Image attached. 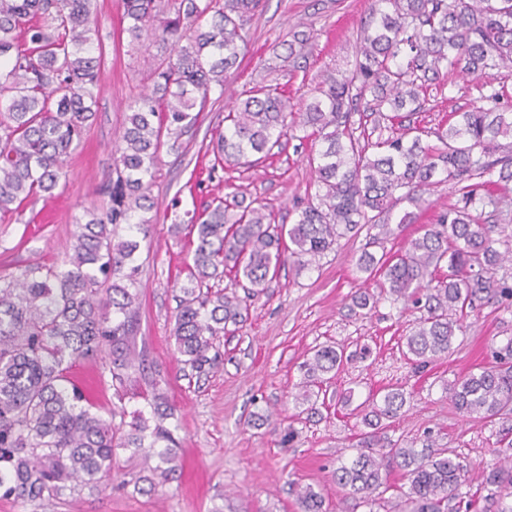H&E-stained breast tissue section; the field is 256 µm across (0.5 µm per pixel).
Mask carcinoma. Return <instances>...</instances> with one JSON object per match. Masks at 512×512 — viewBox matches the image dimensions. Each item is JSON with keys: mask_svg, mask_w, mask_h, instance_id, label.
I'll return each instance as SVG.
<instances>
[{"mask_svg": "<svg viewBox=\"0 0 512 512\" xmlns=\"http://www.w3.org/2000/svg\"><path fill=\"white\" fill-rule=\"evenodd\" d=\"M262 0H121L131 42L151 34L160 54L151 59L153 93L129 106L116 146L113 173L105 186V212L76 219L71 254L63 265L36 264L0 275V498L22 502L53 500L80 488L94 491L112 480L119 448L140 456L149 474L134 489L150 494L170 482L180 464L166 421L174 416L159 380H153L148 410L137 409L129 425H116L91 411L93 403L70 380L77 360L107 355L117 400L135 373L147 372L136 349L138 267L131 265L148 237L150 220L137 216L154 202L149 182L163 142L173 151L197 122L211 93L241 63L249 42V21ZM93 0H0V218L58 186L66 158L78 147L93 116L104 70V52L91 28ZM356 57L346 72L327 73L304 111L294 112L281 87L255 86L224 116V134L212 146L229 168H251L272 155L288 130L312 129L323 148L309 157L314 195L297 209L294 224L275 223L258 200L237 197L189 219L196 235L186 283L179 287L173 338L181 362L207 374L219 365L216 341L228 326L245 320L247 299L213 289L233 276L238 283L265 288L292 258L305 269L337 242L363 228L385 237L416 223L423 194L434 177L452 185L456 204L439 213L421 236L405 241L385 258L363 253L358 268L380 278L378 294L363 292L359 309L381 299L423 307L424 314L404 345L419 364L448 355L459 314L494 292L491 271L512 251L481 224L495 194L512 182V112L499 110L501 94L482 95L485 106L457 112L448 126L423 142L417 127L403 124L418 111L427 89L461 71L476 78L512 70V0H375L357 36ZM373 118L371 132L354 135L350 118ZM390 130L388 136L381 131ZM407 208L399 214L401 204ZM395 224H389L390 219ZM142 234L119 236L117 226ZM447 266L438 279L435 272ZM333 345L314 350L302 363V397L323 384L343 362ZM495 364L449 385L448 394L464 416L512 415V339L495 352ZM401 388L372 403L376 422L396 417L406 405ZM363 450L340 460L332 480L374 512L382 470L397 461L407 484L400 512H448L463 499V466L448 450L402 447L365 435ZM512 439L488 463L485 483L494 487L496 512H512ZM299 512H323L313 487L296 492Z\"/></svg>", "mask_w": 512, "mask_h": 512, "instance_id": "cac0c4a2", "label": "carcinoma"}]
</instances>
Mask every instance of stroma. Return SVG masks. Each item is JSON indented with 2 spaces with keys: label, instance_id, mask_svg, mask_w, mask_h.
<instances>
[{
  "label": "stroma",
  "instance_id": "35a3bbf8",
  "mask_svg": "<svg viewBox=\"0 0 512 512\" xmlns=\"http://www.w3.org/2000/svg\"><path fill=\"white\" fill-rule=\"evenodd\" d=\"M372 4L265 0L263 11L250 22L251 43L223 97L200 113L183 136L181 150L160 149L151 186L156 206L147 214L151 233L135 255L140 288L136 346L160 370L175 410L169 426L178 442V478L152 494L134 492L131 483L141 467L130 451L121 449L115 467L128 488L106 482L91 494L45 502L1 499L0 512H298L299 484L322 493L326 512H368L359 499L336 486L331 472L339 458L355 455L366 431L363 418L369 404L397 387L404 389L407 403L396 419L385 421L384 435L408 447L447 449L467 470L474 512H492L483 467L494 462L493 450L512 419L460 415L448 398V386L491 364L495 351L512 339V303L497 297L483 301L464 318L448 355L420 369L403 351L421 309L384 299L369 310L352 303L358 292L376 288L375 280L357 266L360 254L390 255L406 239L422 234L440 211L456 203L458 195L448 183L430 187L428 208L399 238L364 230L341 239L307 269L282 266L263 291L249 298L245 322L221 338L218 369L194 375L174 352L175 289L186 279L193 245L188 232L174 233L172 224L234 195L247 202L261 200L277 223L289 225L297 205L314 189L308 160L320 143L302 127L290 132L272 159L247 170L217 166L206 148L223 133L225 113L259 82L280 84L294 105L305 103L325 72L349 67L357 32ZM93 20L106 50L95 118L80 146L66 158L53 194L28 203L0 224L2 275L65 260L77 230L76 216L105 205L100 190L113 176V148L129 104L151 90L145 59L156 48L150 36L131 45L119 0H95ZM302 31L312 36L303 58L280 68L274 47ZM486 84L501 93L502 109L512 112V71L483 81L455 72L444 84L428 89L422 109L411 117L414 126L433 131L447 124L452 113L479 104ZM326 344L344 348L349 358L333 379L312 387L309 403L297 404L301 365ZM365 346L370 352L363 358L358 351ZM70 375L91 388L96 412L110 416L116 398L101 364L78 362ZM290 428L296 432L294 440L282 443Z\"/></svg>",
  "mask_w": 512,
  "mask_h": 512
}]
</instances>
